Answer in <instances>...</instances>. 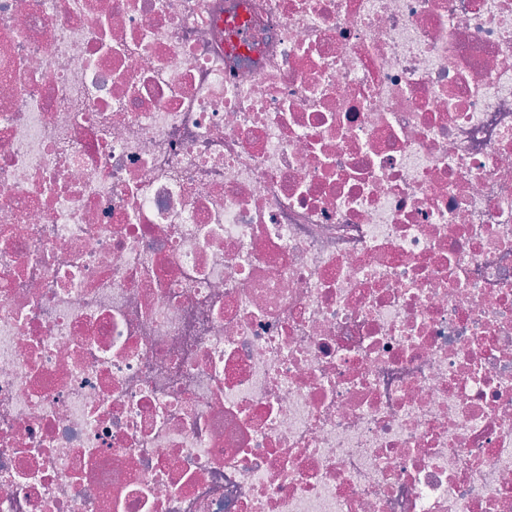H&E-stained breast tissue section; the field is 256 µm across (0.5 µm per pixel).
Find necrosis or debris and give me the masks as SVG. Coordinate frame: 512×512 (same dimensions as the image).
<instances>
[{"instance_id":"1","label":"necrosis or debris","mask_w":512,"mask_h":512,"mask_svg":"<svg viewBox=\"0 0 512 512\" xmlns=\"http://www.w3.org/2000/svg\"><path fill=\"white\" fill-rule=\"evenodd\" d=\"M0 512H512V0H0Z\"/></svg>"}]
</instances>
